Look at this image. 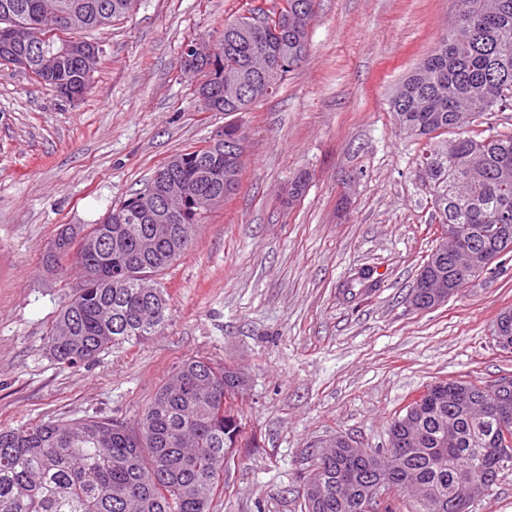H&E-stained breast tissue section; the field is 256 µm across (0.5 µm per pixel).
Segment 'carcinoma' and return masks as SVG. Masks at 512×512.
<instances>
[{"label":"carcinoma","instance_id":"cac0c4a2","mask_svg":"<svg viewBox=\"0 0 512 512\" xmlns=\"http://www.w3.org/2000/svg\"><path fill=\"white\" fill-rule=\"evenodd\" d=\"M316 0H288V26L275 32L224 21L215 39L219 62L209 76L222 86L235 80L251 92L243 112L268 97L256 71L258 54L286 60L274 84L306 56ZM133 13V0H0V19L22 24L33 46L30 73L57 88L60 80L92 81L97 62L56 58L45 67L42 49L63 41L83 42L79 33L101 30ZM397 128L422 143L416 176L430 193L439 222L462 229L455 251L432 249L409 298L417 310L433 307L420 282L444 279L448 295L484 272L501 253L512 251V132L476 138L458 132L469 117L479 124L512 111V0H461L457 23L424 62L408 74L390 102ZM454 132L456 137L446 138ZM178 176L197 189L217 191L201 177L200 164L186 149ZM301 172L282 203L305 193ZM207 216L173 218L192 224L187 235L158 242L144 252L140 240L150 225L133 216L129 224L66 225L54 238L44 263L58 271L62 258L79 269L81 281L46 337L51 356L71 367L91 362L123 343L159 333L168 321L170 299L163 288L146 294L134 280L142 271L155 279L192 247ZM240 372L211 359L190 358L131 425L112 419L49 420L21 428H0V512H210L223 488L224 461L237 445L241 424L226 412L238 390ZM437 384L417 407L388 422L395 438L378 465V452L334 443L319 452L302 488L305 512H365L363 501L381 481L392 487L374 512H468L454 505L461 490L478 496L512 466V450L490 452L488 432L499 420L501 399L463 380Z\"/></svg>","mask_w":512,"mask_h":512}]
</instances>
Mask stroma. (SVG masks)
Segmentation results:
<instances>
[{
	"label": "stroma",
	"mask_w": 512,
	"mask_h": 512,
	"mask_svg": "<svg viewBox=\"0 0 512 512\" xmlns=\"http://www.w3.org/2000/svg\"><path fill=\"white\" fill-rule=\"evenodd\" d=\"M279 0H138L95 32L88 95L60 98L0 61V427L91 416L133 422L179 365L209 357L247 378L224 491L211 512H304L315 448L342 435L387 444V422L426 385L512 376L494 340L512 309V253L418 311L408 293L440 226L415 175L421 149L389 103L457 20L458 0H317L303 62L248 110L202 109L181 70L186 41ZM239 128L234 195L165 273L163 332L72 369L45 337L79 283L47 272L60 225L95 224L174 154ZM305 194L283 206L297 172ZM376 292L350 298L360 269Z\"/></svg>",
	"instance_id": "1"
}]
</instances>
